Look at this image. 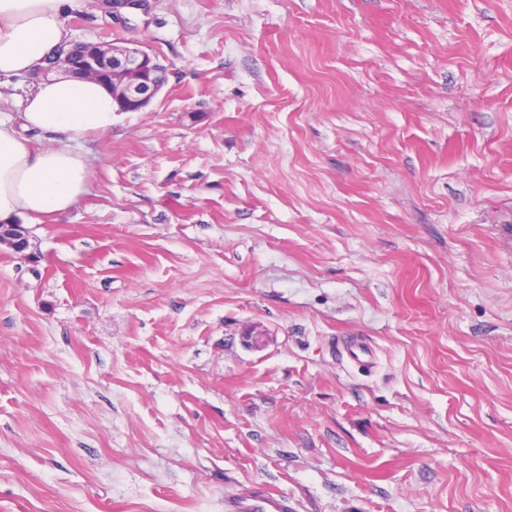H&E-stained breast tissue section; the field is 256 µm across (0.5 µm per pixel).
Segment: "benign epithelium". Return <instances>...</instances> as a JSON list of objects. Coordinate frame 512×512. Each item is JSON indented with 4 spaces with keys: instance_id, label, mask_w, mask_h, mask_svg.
Returning a JSON list of instances; mask_svg holds the SVG:
<instances>
[{
    "instance_id": "7a95c632",
    "label": "benign epithelium",
    "mask_w": 512,
    "mask_h": 512,
    "mask_svg": "<svg viewBox=\"0 0 512 512\" xmlns=\"http://www.w3.org/2000/svg\"><path fill=\"white\" fill-rule=\"evenodd\" d=\"M36 73L44 78L57 73L88 79L116 89L118 111L142 112L167 84L168 67L140 45L114 46L104 41L63 42L41 62Z\"/></svg>"
}]
</instances>
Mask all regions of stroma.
<instances>
[{
    "instance_id": "35a3bbf8",
    "label": "stroma",
    "mask_w": 512,
    "mask_h": 512,
    "mask_svg": "<svg viewBox=\"0 0 512 512\" xmlns=\"http://www.w3.org/2000/svg\"><path fill=\"white\" fill-rule=\"evenodd\" d=\"M63 24L171 72L0 250V512H512V0ZM226 512H295V503L283 494L257 488L224 499Z\"/></svg>"
}]
</instances>
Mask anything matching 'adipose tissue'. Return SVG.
<instances>
[{
	"label": "adipose tissue",
	"instance_id": "ef3b65f1",
	"mask_svg": "<svg viewBox=\"0 0 512 512\" xmlns=\"http://www.w3.org/2000/svg\"><path fill=\"white\" fill-rule=\"evenodd\" d=\"M82 0H0V84L32 72L67 38L62 15ZM117 106L102 85L68 76L34 83L19 123L0 120V224H36L86 194L90 173L71 141L111 130ZM50 134L33 146L23 133Z\"/></svg>",
	"mask_w": 512,
	"mask_h": 512
}]
</instances>
